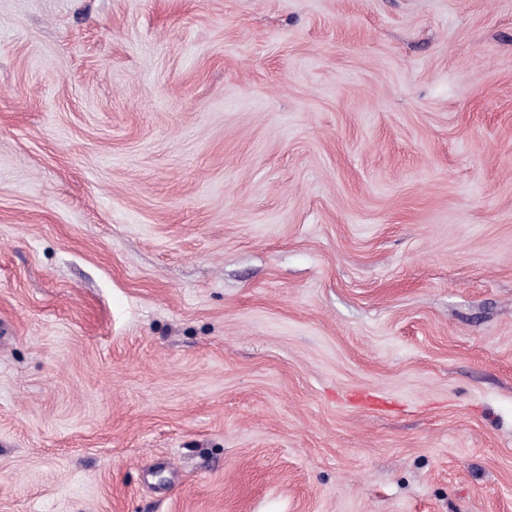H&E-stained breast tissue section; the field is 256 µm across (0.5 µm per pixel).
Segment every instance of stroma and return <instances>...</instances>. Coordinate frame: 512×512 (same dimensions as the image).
<instances>
[{"instance_id":"stroma-1","label":"stroma","mask_w":512,"mask_h":512,"mask_svg":"<svg viewBox=\"0 0 512 512\" xmlns=\"http://www.w3.org/2000/svg\"><path fill=\"white\" fill-rule=\"evenodd\" d=\"M0 512H512V0H0Z\"/></svg>"}]
</instances>
